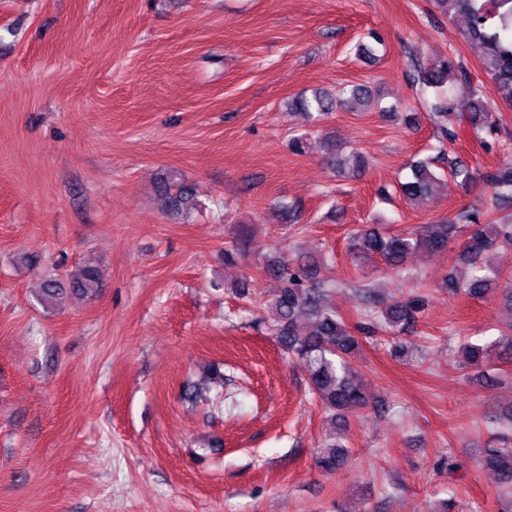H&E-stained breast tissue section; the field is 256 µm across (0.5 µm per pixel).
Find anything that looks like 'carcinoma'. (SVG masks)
<instances>
[{
    "mask_svg": "<svg viewBox=\"0 0 512 512\" xmlns=\"http://www.w3.org/2000/svg\"><path fill=\"white\" fill-rule=\"evenodd\" d=\"M437 9L447 16H462L466 24L461 32L463 41L481 50L479 63L486 78L501 97L512 102V0H433ZM414 82L424 88H435L431 103V117L439 137L452 144L467 135L482 148L489 149V138L496 128L489 112L482 87L471 82L461 58L450 56L439 64L426 68L418 58L412 59ZM368 97L366 89L353 86L333 92L323 88L301 95L291 106L301 111L306 120L316 123L344 101L362 102ZM325 163L336 169L349 165L354 170L366 167L365 157L357 152L344 153L334 139H324ZM445 160L418 159L409 164L410 174L398 185V191L409 202H420L432 197L447 176L462 183L472 179L469 167L456 158L448 161L447 171L437 172V163ZM492 189L490 207L485 222L463 210L434 224H426L418 231L383 234L370 225L355 229L349 237L348 253L356 262L379 257L395 273H404L406 259L413 252L424 249L440 253L460 231L468 228V237L462 260L474 265L484 264L488 274L471 279H460L453 273L442 281L448 294H464L472 298L499 295L512 314V283L499 287L500 271L488 261L489 253L505 244H512V221L495 218L494 214L512 204V161H500L485 173ZM160 211L174 219L186 218L201 208L194 188L177 177L166 174L156 190ZM316 261L294 267L280 261L267 269L279 286L268 299V309L274 319L270 330L290 356L296 357L307 368L309 389L320 401L327 418L336 421L344 412L368 402L362 375L353 370L349 358L360 349L358 334L370 326H382L401 332L411 327L425 306V297L412 294L395 299L385 306L371 305L374 321L356 329L346 324L329 299L330 288L323 282L311 281ZM102 284V273L93 260L84 262L76 273L62 282L52 275L42 278L37 292L39 303L52 308L62 299L76 300L96 294ZM462 354L465 363L480 369L493 362H512V324L499 338L484 344L468 342ZM316 461L330 473L349 461L348 450L338 442H325L317 450ZM479 465L491 471L500 491L501 512H512V442L503 434L487 442L482 449Z\"/></svg>",
    "mask_w": 512,
    "mask_h": 512,
    "instance_id": "cac0c4a2",
    "label": "carcinoma"
}]
</instances>
